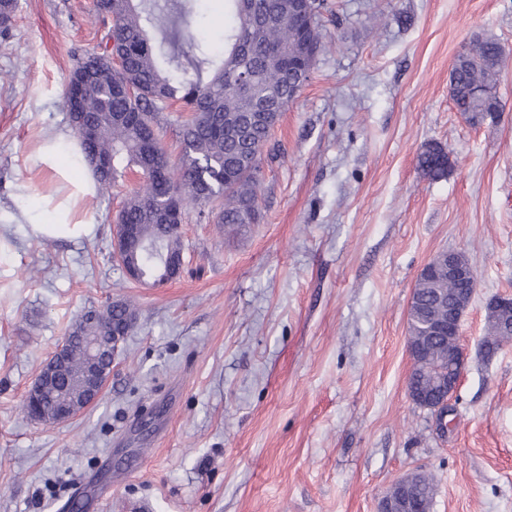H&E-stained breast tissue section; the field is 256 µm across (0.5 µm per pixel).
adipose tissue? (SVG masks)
<instances>
[{"label":"adipose tissue","instance_id":"ef3b65f1","mask_svg":"<svg viewBox=\"0 0 512 512\" xmlns=\"http://www.w3.org/2000/svg\"><path fill=\"white\" fill-rule=\"evenodd\" d=\"M41 163L57 173H66L67 169L80 168L81 178L72 188L64 190L61 199L47 196L29 203L19 214L20 221L33 225L40 234L60 236L73 229L88 227L90 220L80 214L78 205L81 199L94 191V178L90 170L85 169L83 153L78 142L71 137L61 135L47 140L38 149Z\"/></svg>","mask_w":512,"mask_h":512}]
</instances>
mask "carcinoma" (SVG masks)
<instances>
[{"label":"carcinoma","instance_id":"obj_1","mask_svg":"<svg viewBox=\"0 0 512 512\" xmlns=\"http://www.w3.org/2000/svg\"><path fill=\"white\" fill-rule=\"evenodd\" d=\"M293 0H225L235 25L224 34V53L214 54L191 43L193 54L179 49L178 42L190 28L195 0H172L167 7L158 0H94L95 15L111 23L99 51L80 58L69 80L85 75L81 111L85 122L74 128L88 160L105 158L109 166L96 169L97 190L112 188L125 170L141 173L138 187L116 215L118 224H134L144 241L159 243L162 254L132 242L128 256L150 277L163 268L162 255L182 254L180 228L170 218L173 206L181 214L196 209L202 219H214L233 231L255 224L260 217L259 164L262 149L281 112L288 106V85L297 84L298 72L314 68L317 54L306 46L323 47L321 9L324 0H307L309 13L293 9ZM16 0H0V37L12 31ZM450 86L453 99L463 112H496L502 108L498 84L505 50L495 40L477 38L461 53ZM191 117L179 125L182 145L178 164H173L158 133L162 113L173 105ZM252 112L268 113L269 122L247 126ZM437 152L429 146L417 155L422 174L431 179ZM458 284L446 280L416 286L412 298L421 304L419 324L445 313L436 294H447ZM98 311L87 308L71 325L70 336L106 333L107 324L91 321ZM108 321L134 327L131 304L112 303ZM512 340L508 327L491 326L481 347L488 356ZM84 364V351L73 344L71 359L61 375L70 381ZM59 397L54 388L45 390L39 414L23 403L30 419L53 424L52 409ZM437 477L431 472L411 489L412 498L432 507Z\"/></svg>","mask_w":512,"mask_h":512}]
</instances>
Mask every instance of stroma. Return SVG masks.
<instances>
[{"mask_svg": "<svg viewBox=\"0 0 512 512\" xmlns=\"http://www.w3.org/2000/svg\"><path fill=\"white\" fill-rule=\"evenodd\" d=\"M324 48L260 160L259 223L229 234L190 212L184 265L142 286L112 260L129 175L81 204L76 237L17 223V194H56L37 167L71 134L76 58L95 51L93 0H18L0 39V512H65L81 488L105 512H377L408 471L438 476L431 512H512V341L485 356L486 306L512 295V63L499 121L469 125L449 96L475 37L512 59V0H328ZM232 19L205 0L196 41ZM454 166L432 180L423 146ZM478 277L467 363L447 429L407 395L408 307L438 253ZM138 314L100 399L43 425L21 402L88 307Z\"/></svg>", "mask_w": 512, "mask_h": 512, "instance_id": "35a3bbf8", "label": "stroma"}]
</instances>
